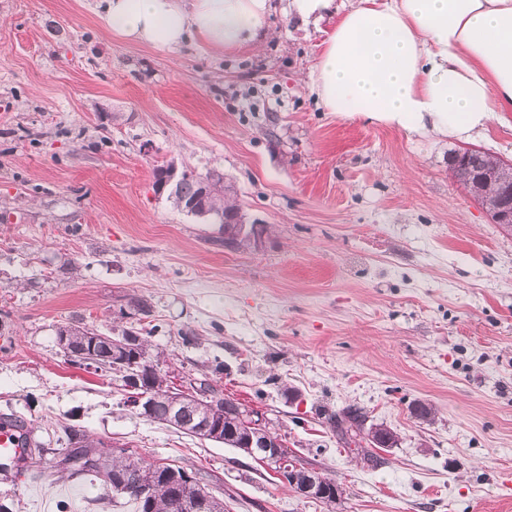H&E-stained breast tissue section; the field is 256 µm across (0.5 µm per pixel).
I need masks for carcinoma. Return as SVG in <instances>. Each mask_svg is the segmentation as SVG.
Here are the masks:
<instances>
[{
    "label": "carcinoma",
    "mask_w": 512,
    "mask_h": 512,
    "mask_svg": "<svg viewBox=\"0 0 512 512\" xmlns=\"http://www.w3.org/2000/svg\"><path fill=\"white\" fill-rule=\"evenodd\" d=\"M453 177L462 184L482 205H489L490 196L483 187L472 181L462 169L452 171ZM153 190L156 194L166 195L176 208L185 210L187 203L201 194V182L197 177L182 180L174 186H167L164 180V166L154 169ZM203 208L207 218L215 224H224L225 217L241 210L237 200V190L221 187L205 199ZM158 326H144L136 330H124L117 336L102 332L94 326L76 324L62 325L56 330V336L66 337L67 346L74 355L64 356L66 363L79 368L87 367L86 361L98 362V369L107 374L118 375L112 367V341L124 342L127 361H137L143 376L155 386L152 413L149 420L170 424L168 415L174 401L189 393L199 397L205 406L203 415L210 417L212 424H224L222 444L233 448L253 461L281 474L277 462L268 458L261 448H245V443L258 430L252 426L249 415L253 410L233 397L217 389L206 379L188 387V391L172 386L168 372L162 368L160 354L151 353L149 336ZM327 421L336 432L345 439L357 443V454L372 461L377 458L375 450L386 448V440L394 438L393 432L383 426L365 428L366 413L363 408L350 404L327 417ZM67 448L65 463L74 475H89L101 483L116 503H131L135 512H182L181 495L188 494L202 499L203 512H224V500L209 492L204 478L196 477L184 467L137 456L125 448L116 450L102 440H91L85 434L72 428L65 429Z\"/></svg>",
    "instance_id": "1"
}]
</instances>
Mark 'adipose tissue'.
I'll return each instance as SVG.
<instances>
[{
	"label": "adipose tissue",
	"mask_w": 512,
	"mask_h": 512,
	"mask_svg": "<svg viewBox=\"0 0 512 512\" xmlns=\"http://www.w3.org/2000/svg\"><path fill=\"white\" fill-rule=\"evenodd\" d=\"M129 41L175 51L256 47L271 0H102ZM326 111L465 141L512 112V0H354L309 74Z\"/></svg>",
	"instance_id": "1"
}]
</instances>
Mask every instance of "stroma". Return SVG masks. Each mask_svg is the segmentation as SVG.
<instances>
[{
	"instance_id": "1",
	"label": "stroma",
	"mask_w": 512,
	"mask_h": 512,
	"mask_svg": "<svg viewBox=\"0 0 512 512\" xmlns=\"http://www.w3.org/2000/svg\"><path fill=\"white\" fill-rule=\"evenodd\" d=\"M350 4L306 25L274 11L258 48L211 53L126 41L99 0H0V416L42 448L0 470L9 512H134L69 475L67 427L209 475L226 512H512V231L454 179L462 142L317 103L308 76ZM170 161L234 183L262 246L224 248L156 195ZM134 296L172 381L265 413L336 504L65 363L57 327L139 328ZM350 404L398 437L377 465L325 419Z\"/></svg>"
}]
</instances>
